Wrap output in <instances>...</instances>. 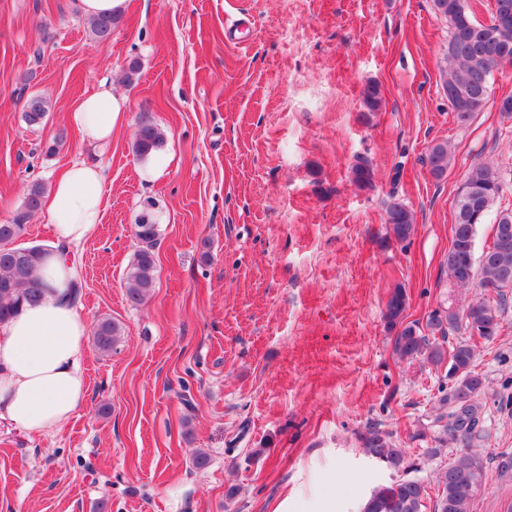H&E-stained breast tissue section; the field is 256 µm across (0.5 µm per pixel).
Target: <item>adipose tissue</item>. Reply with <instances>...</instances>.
<instances>
[{"mask_svg": "<svg viewBox=\"0 0 512 512\" xmlns=\"http://www.w3.org/2000/svg\"><path fill=\"white\" fill-rule=\"evenodd\" d=\"M68 117L91 141L108 144L120 106L104 89L84 97ZM104 183L102 165L83 161L54 182L46 215L57 242H81L100 224ZM39 270L47 287L41 302L0 325V420L40 433L66 425L85 401L88 327L71 298L72 263L52 250Z\"/></svg>", "mask_w": 512, "mask_h": 512, "instance_id": "obj_1", "label": "adipose tissue"}]
</instances>
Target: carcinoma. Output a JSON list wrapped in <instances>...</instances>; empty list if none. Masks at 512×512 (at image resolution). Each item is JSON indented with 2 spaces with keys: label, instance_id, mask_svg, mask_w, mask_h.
Listing matches in <instances>:
<instances>
[{
  "label": "carcinoma",
  "instance_id": "cac0c4a2",
  "mask_svg": "<svg viewBox=\"0 0 512 512\" xmlns=\"http://www.w3.org/2000/svg\"><path fill=\"white\" fill-rule=\"evenodd\" d=\"M433 7L449 27L447 58L448 70L443 89L448 92V104L460 124L468 123L473 116L484 110L490 100V79L503 57L512 58V0H494L493 10L507 13V33L491 35L480 31L467 0H433ZM119 17L103 15L89 19V32L93 40L103 42L112 36ZM363 104L372 114L382 106L379 84L366 86ZM50 111L49 101L40 95L29 96L23 105V119L31 127L41 126ZM164 141L163 132L150 119L140 121L134 152L141 158L149 157ZM452 157L448 145L436 143L427 153L431 174L442 177L451 166ZM352 182L360 188L373 186L375 172L370 162L359 157L351 167ZM501 192V182L496 171L487 164L472 166L465 175L456 197L455 223L452 243L444 265L448 279L456 286L467 287L473 282L485 287L494 285L498 301L481 296L468 305L469 316L453 310L432 315L428 326L441 333V339L430 338L417 331V326L405 322L408 306L406 290L394 288L385 304L383 319L386 328L393 333V353L401 360L423 357L436 366L444 363L455 372L448 377L451 385L440 399L439 413L435 421L445 422L444 432L459 433L472 442L479 438L477 431L482 405L479 395L484 391L485 379L472 369L475 344L470 337L474 329L480 330V338L490 339L501 328L502 313L506 304V290H512V233L511 243L501 247L499 239L505 225L512 226V211L493 212ZM45 187L34 182L27 188L21 205L11 220L0 224V324L17 316L25 306L39 303L46 285L41 280L40 256L47 250L45 245L22 247L16 241L26 231L32 215L41 210ZM493 218V242L480 255H475L477 227ZM388 235L399 243L410 241L414 233L412 210L395 195H390L386 209ZM135 238L139 243L126 275V297L133 306H139L149 298L154 286V245L158 236V224L149 217H142L135 225ZM465 326L469 338L447 343V331ZM120 326L109 318L98 321L93 332V344L102 356H108L119 342ZM363 451L382 457L388 468L400 473L389 484L374 487L364 500L362 512H473V503L482 485L484 462L478 453L463 452L434 473L436 495L432 505H426L427 484L413 476L417 464L409 461L402 448H394L379 433L370 431L362 437Z\"/></svg>",
  "mask_w": 512,
  "mask_h": 512
}]
</instances>
